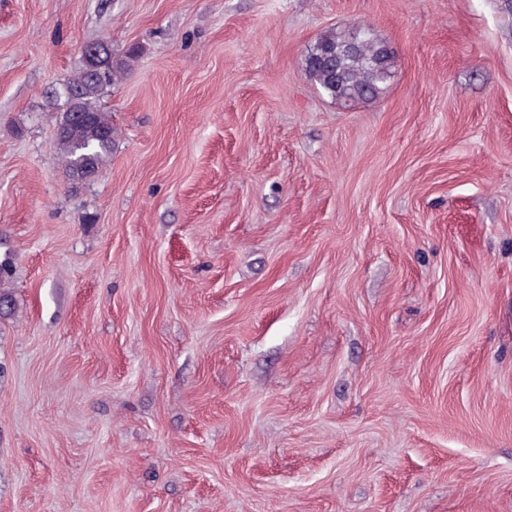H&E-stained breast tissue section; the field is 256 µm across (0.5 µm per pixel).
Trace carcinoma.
I'll return each instance as SVG.
<instances>
[{"label": "carcinoma", "instance_id": "obj_1", "mask_svg": "<svg viewBox=\"0 0 512 512\" xmlns=\"http://www.w3.org/2000/svg\"><path fill=\"white\" fill-rule=\"evenodd\" d=\"M102 68L96 72L86 58L74 76L63 84L72 92L56 122L58 156L70 178L96 175L110 157L116 128L101 100L121 82L141 54V47L130 46L123 54L112 51L104 40L97 42ZM394 54L368 31L354 38V31L330 30L309 47L304 70L319 91L333 101L356 106L378 97L391 78Z\"/></svg>", "mask_w": 512, "mask_h": 512}]
</instances>
